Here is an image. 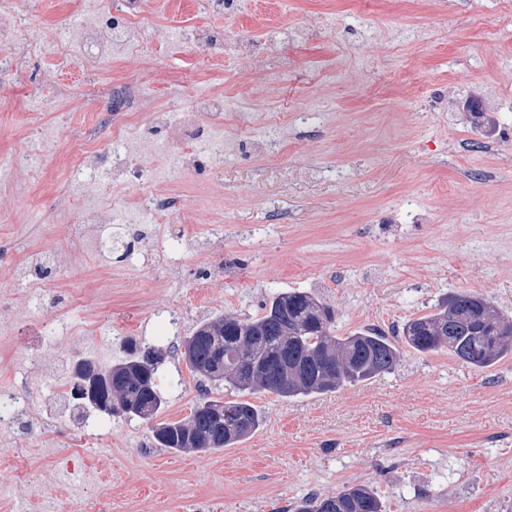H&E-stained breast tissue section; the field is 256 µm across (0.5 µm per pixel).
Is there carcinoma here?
Segmentation results:
<instances>
[{
    "instance_id": "1",
    "label": "carcinoma",
    "mask_w": 512,
    "mask_h": 512,
    "mask_svg": "<svg viewBox=\"0 0 512 512\" xmlns=\"http://www.w3.org/2000/svg\"><path fill=\"white\" fill-rule=\"evenodd\" d=\"M222 315L200 322L183 341L187 367L208 382L220 381L232 399H213L205 392L193 417L155 421L164 398L159 374L164 361L136 355L112 365L98 392H112L107 417H137L149 424L159 448L203 453L230 448L254 434L263 414L245 396L267 391L282 398L311 396L368 381L390 372L400 358L394 341L364 329L348 336L332 334L333 310L304 291L276 294L264 313L227 322ZM512 330V321L488 300L462 292L449 296L433 312L408 321L405 343L420 353L435 352L453 336L448 351L463 363L485 369L512 355V338L495 339ZM296 512H382V503L364 485L334 496H314Z\"/></svg>"
}]
</instances>
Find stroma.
I'll list each match as a JSON object with an SVG mask.
<instances>
[{
  "instance_id": "1",
  "label": "stroma",
  "mask_w": 512,
  "mask_h": 512,
  "mask_svg": "<svg viewBox=\"0 0 512 512\" xmlns=\"http://www.w3.org/2000/svg\"><path fill=\"white\" fill-rule=\"evenodd\" d=\"M113 0H0V32L28 17L36 47L0 73V389L28 403L0 426V512H289L353 485L384 512H512V357L478 370L448 350L402 345V328L446 296H484L512 318V10L499 0H249L235 23L256 45L210 56L177 29H220L179 0L135 21L104 62L82 35ZM489 25H470L472 14ZM287 17L286 40L257 38ZM152 111L185 109L189 86L223 94L224 162L174 168L131 135L143 180L72 178L98 167L86 133L116 84ZM288 127L270 133L268 113ZM179 195L177 224H141L134 255L79 250L82 210ZM312 292L334 333L400 341L395 370L311 396H252L264 423L207 453L155 447L139 419L62 399L73 353L104 364L130 346L166 354L161 419L186 418L206 383L186 366L198 322L263 312ZM62 320L52 343L35 325Z\"/></svg>"
}]
</instances>
